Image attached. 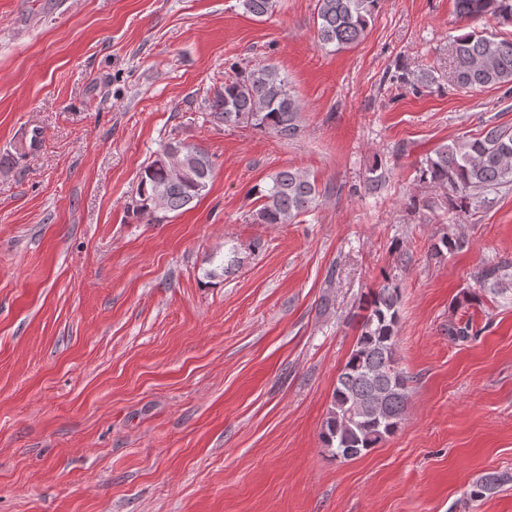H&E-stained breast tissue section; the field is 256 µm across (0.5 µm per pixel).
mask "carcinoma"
I'll list each match as a JSON object with an SVG mask.
<instances>
[{
    "label": "carcinoma",
    "instance_id": "1",
    "mask_svg": "<svg viewBox=\"0 0 512 512\" xmlns=\"http://www.w3.org/2000/svg\"><path fill=\"white\" fill-rule=\"evenodd\" d=\"M456 13L467 20L485 16L512 21V0H454ZM381 0H316L314 21L320 46L337 49L360 42L377 14ZM277 0H242L244 10L258 18L272 14ZM453 82L462 89L501 88L512 85V39H499L472 30L453 38ZM393 80L419 93L439 84L432 68L403 63ZM213 120L226 126H249L288 141L301 133V105L288 78L272 64L246 68L224 80L204 102ZM214 163L209 153L194 144L170 139L163 142L142 168L131 201L132 212L150 223L182 210L209 191ZM387 172L376 162L367 171L363 188L374 190L386 182ZM417 181L439 193L438 198H415L413 204L432 209L448 206L466 212L473 204H492L489 194L512 183V128L495 126L480 136L438 146L420 163ZM260 202L252 212L258 224H290L314 211L323 192L317 182L298 169L271 175L270 183L255 189ZM465 246V240L445 233L431 243L430 255L441 258ZM509 265L484 267L480 285L496 294L512 285ZM360 334L341 368L323 424L322 437L332 455L351 460L368 454L395 434L404 419L409 376L398 368L396 335L398 289L388 285L369 294L360 304ZM512 482L508 471L489 472L470 486L468 496L481 500Z\"/></svg>",
    "mask_w": 512,
    "mask_h": 512
}]
</instances>
